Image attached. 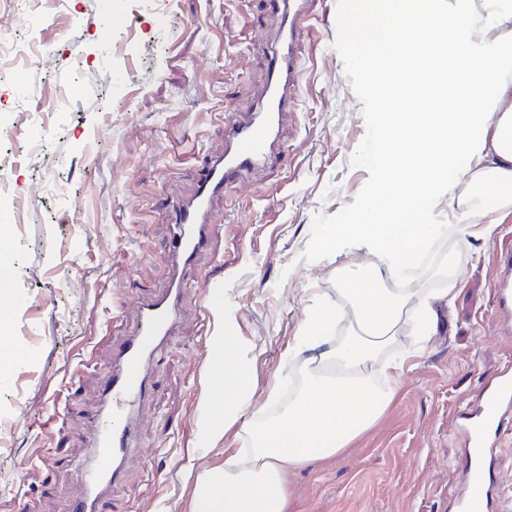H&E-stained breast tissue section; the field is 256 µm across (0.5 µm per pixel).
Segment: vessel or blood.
Instances as JSON below:
<instances>
[{
    "mask_svg": "<svg viewBox=\"0 0 512 512\" xmlns=\"http://www.w3.org/2000/svg\"><path fill=\"white\" fill-rule=\"evenodd\" d=\"M309 2L264 0L266 11L278 21L266 88L252 111L232 118L223 154L205 161L194 192L171 207L169 284L162 295L135 303L134 328L112 352V371L93 416L96 432L89 458L80 467L81 491L69 501L67 512H108L110 491L136 458L134 435L151 392L153 355L174 326L196 277L197 256L209 244L212 203L242 185L277 152L282 117L298 105L304 65L297 48ZM510 416L512 364L484 386L475 408L455 422L468 458L455 495L460 512H512L494 498L487 480L503 446L500 431Z\"/></svg>",
    "mask_w": 512,
    "mask_h": 512,
    "instance_id": "vessel-or-blood-1",
    "label": "vessel or blood"
}]
</instances>
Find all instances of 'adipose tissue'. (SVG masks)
Segmentation results:
<instances>
[{"label":"adipose tissue","instance_id":"ef3b65f1","mask_svg":"<svg viewBox=\"0 0 512 512\" xmlns=\"http://www.w3.org/2000/svg\"><path fill=\"white\" fill-rule=\"evenodd\" d=\"M356 46L369 65L389 72L375 83L392 104L379 126L374 184L356 211L328 225L314 243L322 256L352 245L370 263L342 268L345 308L311 307L296 338L305 381L294 402L275 414L259 410L247 436L249 456L226 457L200 475L191 512H287L288 476L345 451L388 408L392 387L369 372L389 374L380 350L411 319L421 339L436 335L439 293L386 288L380 271L414 279L428 246L446 230L451 212L460 243L472 232L490 239L512 221V19L482 21L476 0H359L352 16ZM349 321L346 338L330 328ZM203 402L232 426L253 387L237 337H214Z\"/></svg>","mask_w":512,"mask_h":512}]
</instances>
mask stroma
Returning a JSON list of instances; mask_svg holds the SVG:
<instances>
[{
	"label": "stroma",
	"mask_w": 512,
	"mask_h": 512,
	"mask_svg": "<svg viewBox=\"0 0 512 512\" xmlns=\"http://www.w3.org/2000/svg\"><path fill=\"white\" fill-rule=\"evenodd\" d=\"M24 0H0V38L35 41L37 64L0 77V114L63 109L60 126L21 130L5 176L23 233L0 238L11 260L0 333L19 356L0 378V512H66L80 490L91 414L132 322L121 302L155 296L168 277L169 206L189 197L199 165L224 152V123L247 111L267 77L269 33L259 0H61L16 23ZM307 88L283 120L284 147L213 204L209 248L157 351L155 390L135 444L140 462L112 490V512H189L197 474L243 447V424L283 384L299 393L292 344L315 300L345 305L340 256H316L327 225L356 209L374 178L376 130L391 103L354 47L313 0L299 45ZM81 200L72 218L56 197ZM459 291L437 336L400 334L382 351L399 363L396 397L348 451L289 477L288 512H455L467 466L453 417L512 360L492 286L512 263V223L491 240L451 243ZM221 303L209 300L210 285ZM237 336L251 397L216 446L201 399L219 328Z\"/></svg>",
	"instance_id": "35a3bbf8"
}]
</instances>
